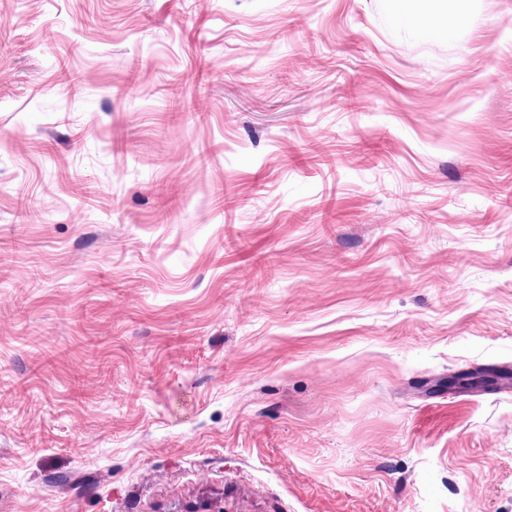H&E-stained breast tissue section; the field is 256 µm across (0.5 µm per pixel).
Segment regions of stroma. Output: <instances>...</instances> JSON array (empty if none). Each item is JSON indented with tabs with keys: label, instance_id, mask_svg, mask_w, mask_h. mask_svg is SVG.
<instances>
[{
	"label": "stroma",
	"instance_id": "35a3bbf8",
	"mask_svg": "<svg viewBox=\"0 0 512 512\" xmlns=\"http://www.w3.org/2000/svg\"><path fill=\"white\" fill-rule=\"evenodd\" d=\"M0 0V512H512V0Z\"/></svg>",
	"mask_w": 512,
	"mask_h": 512
}]
</instances>
